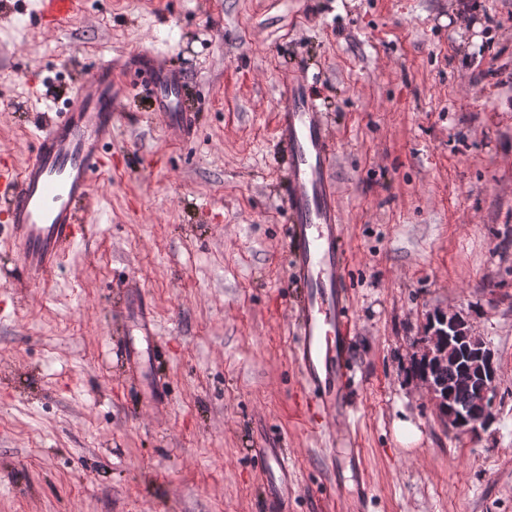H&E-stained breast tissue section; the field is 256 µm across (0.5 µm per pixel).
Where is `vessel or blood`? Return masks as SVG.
<instances>
[{"label": "vessel or blood", "mask_w": 512, "mask_h": 512, "mask_svg": "<svg viewBox=\"0 0 512 512\" xmlns=\"http://www.w3.org/2000/svg\"><path fill=\"white\" fill-rule=\"evenodd\" d=\"M72 9L73 0H44L37 18L49 26ZM125 65L142 75L140 89L163 122L184 139H193L195 115L180 104L182 73L144 51L129 54ZM126 91L110 63L97 64L83 89L45 120L26 163L19 168L0 165V209L6 212L8 237L27 287L45 282L76 242L82 230L78 208L109 164L113 107ZM274 140L288 162L283 196L291 244L288 279L301 290L299 337L291 357L316 405L324 414L340 416L349 406L353 317L348 255L331 176L333 144L323 112L299 79L289 77L280 85ZM125 318L129 328L118 354L129 376L141 381L151 361L161 356L162 339L144 301H136ZM257 456L265 470L268 512H283L298 477L282 449L262 448Z\"/></svg>", "instance_id": "1"}]
</instances>
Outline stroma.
<instances>
[{"instance_id":"1","label":"stroma","mask_w":512,"mask_h":512,"mask_svg":"<svg viewBox=\"0 0 512 512\" xmlns=\"http://www.w3.org/2000/svg\"><path fill=\"white\" fill-rule=\"evenodd\" d=\"M40 6L0 0L1 161L23 165L86 74L137 50L185 74L198 134L138 92L118 102L112 167L44 287L20 283L0 227V512H267L254 451L274 439L301 475L288 512H512V0H75L49 30ZM288 73L335 147L354 319L340 420L291 358ZM132 294L168 346L162 412L112 355ZM448 310L497 364L474 436L412 370ZM352 448L358 471L333 468Z\"/></svg>"}]
</instances>
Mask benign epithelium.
I'll return each instance as SVG.
<instances>
[{
	"instance_id": "7a95c632",
	"label": "benign epithelium",
	"mask_w": 512,
	"mask_h": 512,
	"mask_svg": "<svg viewBox=\"0 0 512 512\" xmlns=\"http://www.w3.org/2000/svg\"><path fill=\"white\" fill-rule=\"evenodd\" d=\"M421 345L418 359L432 364L437 373L456 364L462 353L469 359L468 368L446 385L430 373L420 377L448 429L458 431L470 419L477 426L491 422L497 380L494 354L470 322L457 312L439 311L429 321ZM458 390L470 392L472 398L465 404L456 403Z\"/></svg>"
}]
</instances>
